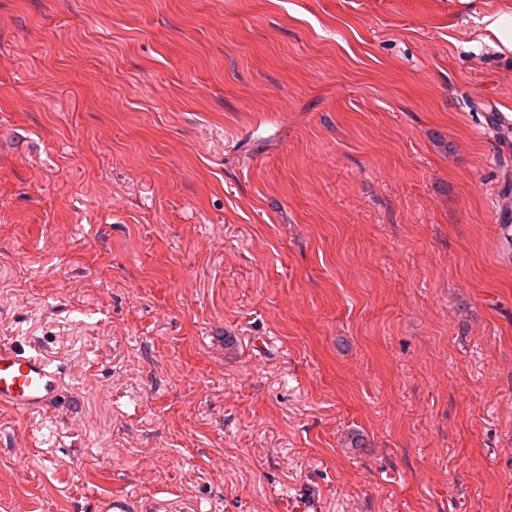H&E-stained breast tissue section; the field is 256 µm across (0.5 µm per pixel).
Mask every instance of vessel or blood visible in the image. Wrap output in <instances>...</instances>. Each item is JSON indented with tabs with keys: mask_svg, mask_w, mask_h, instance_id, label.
Listing matches in <instances>:
<instances>
[{
	"mask_svg": "<svg viewBox=\"0 0 512 512\" xmlns=\"http://www.w3.org/2000/svg\"><path fill=\"white\" fill-rule=\"evenodd\" d=\"M60 391L59 372L47 359L14 344H0V406L41 408L51 405Z\"/></svg>",
	"mask_w": 512,
	"mask_h": 512,
	"instance_id": "vessel-or-blood-1",
	"label": "vessel or blood"
}]
</instances>
